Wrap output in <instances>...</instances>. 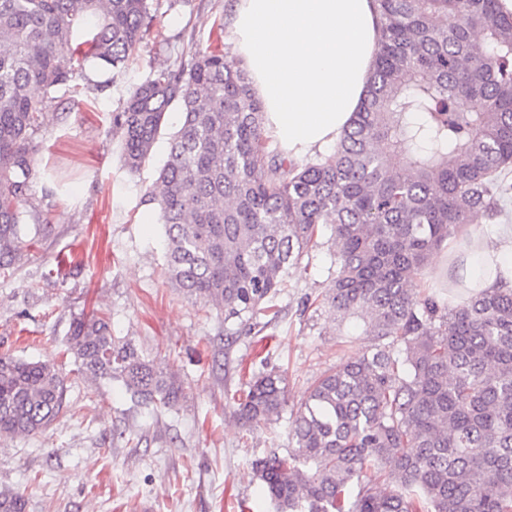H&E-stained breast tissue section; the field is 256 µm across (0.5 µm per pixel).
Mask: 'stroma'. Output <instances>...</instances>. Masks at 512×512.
<instances>
[{
    "mask_svg": "<svg viewBox=\"0 0 512 512\" xmlns=\"http://www.w3.org/2000/svg\"><path fill=\"white\" fill-rule=\"evenodd\" d=\"M233 4L148 0L156 20L121 71L88 65L43 96L26 208L53 230L12 278L0 279V354L57 356L74 321L102 309L114 336L170 365L182 394L173 408L141 409L118 383L88 381L73 357L63 358L59 417L38 434L0 441V490H23L27 512H240L243 502L275 512L259 497L254 460L286 455L288 422L310 383L374 343L362 320L334 321L319 304L331 266L327 238L280 289L278 319L259 314L243 325L174 288L163 224L139 221L157 210L145 194L180 114H169L134 174L123 166L112 116L153 71L215 45L231 51ZM273 368L288 372L283 411L269 424L243 425L234 394Z\"/></svg>",
    "mask_w": 512,
    "mask_h": 512,
    "instance_id": "1",
    "label": "stroma"
}]
</instances>
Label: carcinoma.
I'll return each mask as SVG.
<instances>
[{"label":"carcinoma","mask_w":512,"mask_h":512,"mask_svg":"<svg viewBox=\"0 0 512 512\" xmlns=\"http://www.w3.org/2000/svg\"><path fill=\"white\" fill-rule=\"evenodd\" d=\"M373 2L378 49L331 154L296 164L269 149L243 62L215 48L130 92L113 116L123 165L141 169L178 107L147 202L169 279L226 321L253 318L330 230L320 303L361 317L376 343L312 382L287 455L252 464L276 512H512V288H469L451 307L421 280L448 238L512 194V15L499 0ZM153 21L147 0H0V278L52 228L26 209L43 118L31 90L81 62L124 64ZM63 353L140 406L179 400L175 373L112 336L102 311L75 321ZM286 385L283 370L253 375L234 416L273 421ZM65 392L55 360L0 355V439L50 425ZM27 505L0 490V512Z\"/></svg>","instance_id":"1"}]
</instances>
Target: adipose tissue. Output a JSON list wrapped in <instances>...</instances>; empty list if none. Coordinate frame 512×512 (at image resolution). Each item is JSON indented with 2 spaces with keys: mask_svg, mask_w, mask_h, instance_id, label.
Listing matches in <instances>:
<instances>
[{
  "mask_svg": "<svg viewBox=\"0 0 512 512\" xmlns=\"http://www.w3.org/2000/svg\"><path fill=\"white\" fill-rule=\"evenodd\" d=\"M231 42L288 157L335 143L358 108L377 51L371 0H236ZM460 271L478 289L512 286V225L482 239Z\"/></svg>",
  "mask_w": 512,
  "mask_h": 512,
  "instance_id": "adipose-tissue-1",
  "label": "adipose tissue"
}]
</instances>
